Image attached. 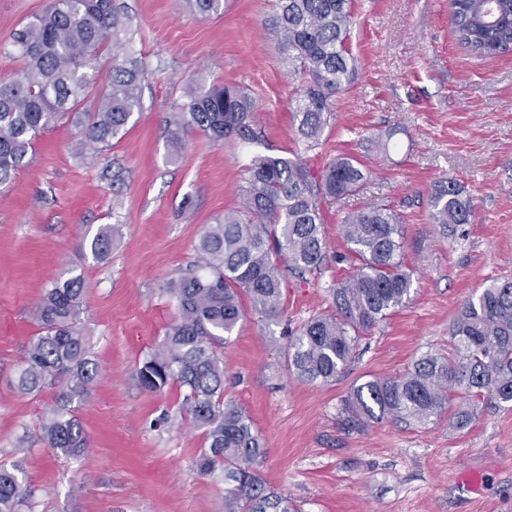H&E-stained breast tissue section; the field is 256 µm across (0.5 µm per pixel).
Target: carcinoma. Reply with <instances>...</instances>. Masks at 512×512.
<instances>
[{"mask_svg":"<svg viewBox=\"0 0 512 512\" xmlns=\"http://www.w3.org/2000/svg\"><path fill=\"white\" fill-rule=\"evenodd\" d=\"M352 0H278L272 20L287 52L289 72L301 79L295 97L298 133L319 140L332 98L351 82L356 59L348 45ZM458 42L480 57L512 53V0H449ZM136 30L124 0H50L46 10L15 33L20 69L0 80V186L29 163L38 137L68 120L79 128L80 154L111 147L141 108L146 68L133 50ZM112 74L96 83L104 53ZM255 102L238 86L192 87L170 122L169 143L197 128L214 142L255 136ZM242 209L207 225L198 242L199 261L166 284L178 319L136 370L141 388L159 392L170 382L185 389L179 413L203 429L201 474L232 486L224 512H300L288 497L266 492L258 466L262 439L249 416L224 401L220 348L244 314L276 320L283 309L284 272L317 269L325 258L322 203L357 191L365 173L350 157L332 161L319 175L298 158L258 156L249 166ZM436 224H470L471 200L454 179L431 196ZM352 274L330 289L335 313L319 314L289 337V366L298 379L336 381L355 360L363 337L411 296L412 273L403 265L402 220L386 205L368 204L340 224ZM112 227L96 234L93 256L105 258ZM84 305L79 275L55 281L35 312L41 332L24 350L16 387L24 393L59 383L60 408L41 427L49 447L81 456L88 437L72 404L82 403L102 372L78 328ZM450 354L424 355L399 377L355 385L344 401L351 428L385 418L426 425L454 402L456 429L467 427L479 404L512 403V280L493 281L466 299L451 332ZM27 490L17 469H0V512H21Z\"/></svg>","mask_w":512,"mask_h":512,"instance_id":"cac0c4a2","label":"carcinoma"}]
</instances>
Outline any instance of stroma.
Instances as JSON below:
<instances>
[{
    "mask_svg": "<svg viewBox=\"0 0 512 512\" xmlns=\"http://www.w3.org/2000/svg\"><path fill=\"white\" fill-rule=\"evenodd\" d=\"M127 3L134 49L148 65L140 111L93 161L77 154L74 127L59 123L0 188V464L22 466L32 491L23 512H224L223 484L195 466L204 435L179 415L183 388L151 393L134 375L178 317L166 283L194 264L205 225L239 211L256 154L298 156L316 173L355 157L368 171L356 193L322 206L320 270L288 276L282 316L246 313L222 350L224 398L263 439L267 490L302 512H512V403L482 406L461 431L444 419L350 430L341 416L354 384L450 353L462 303L486 282L512 278V53L484 58L461 46L448 0H353L357 73L309 148L292 116L299 80L267 23L274 0H221L207 16L190 0ZM47 6L0 0V79L19 67L9 53L15 31ZM200 82L236 85L255 100L258 142L218 145L191 129L172 150L168 123ZM448 177L474 217L445 232L431 195ZM369 203L402 218L411 297L364 337L336 382L298 380L284 357L288 336L332 310L330 290L351 272L339 225ZM108 226L112 250L95 259L89 243ZM76 274L85 286L79 327L105 371L75 410L89 438L83 458L40 438L60 385L15 387L39 330L37 302L53 280ZM466 472L480 475L477 490L462 486Z\"/></svg>",
    "mask_w": 512,
    "mask_h": 512,
    "instance_id": "35a3bbf8",
    "label": "stroma"
}]
</instances>
